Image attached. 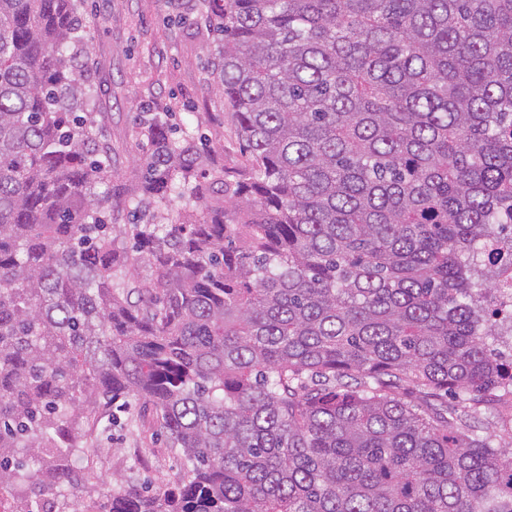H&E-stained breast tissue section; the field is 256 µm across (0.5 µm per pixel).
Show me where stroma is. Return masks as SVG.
<instances>
[{"mask_svg":"<svg viewBox=\"0 0 512 512\" xmlns=\"http://www.w3.org/2000/svg\"><path fill=\"white\" fill-rule=\"evenodd\" d=\"M201 0H87L83 35L93 48L90 66L100 101L104 140L112 148L119 183H134V158L147 149L136 134V117L149 112L166 121L174 136L190 134L215 164L245 166L233 116L216 94L215 14ZM83 458L103 477L170 488L183 461L160 432L151 408L130 400L104 416L81 439Z\"/></svg>","mask_w":512,"mask_h":512,"instance_id":"1","label":"stroma"}]
</instances>
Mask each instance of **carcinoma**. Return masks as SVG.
<instances>
[{
  "instance_id": "obj_1",
  "label": "carcinoma",
  "mask_w": 512,
  "mask_h": 512,
  "mask_svg": "<svg viewBox=\"0 0 512 512\" xmlns=\"http://www.w3.org/2000/svg\"><path fill=\"white\" fill-rule=\"evenodd\" d=\"M218 2L249 169L151 118L126 187L84 0H0V508L64 512L101 480L77 438L134 396L183 469L89 512H512V448L446 395L512 393L481 301L512 224V0ZM171 195L196 209L112 223L115 196Z\"/></svg>"
}]
</instances>
